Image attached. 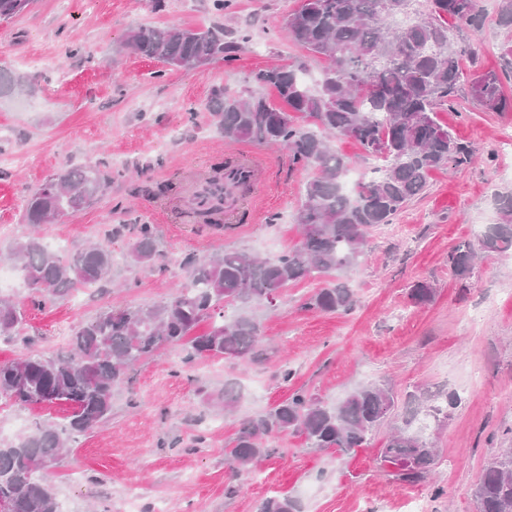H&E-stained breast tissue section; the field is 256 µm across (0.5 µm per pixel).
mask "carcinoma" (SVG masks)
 <instances>
[{
	"mask_svg": "<svg viewBox=\"0 0 512 512\" xmlns=\"http://www.w3.org/2000/svg\"><path fill=\"white\" fill-rule=\"evenodd\" d=\"M413 0H300L285 21L290 40L326 61L321 79L309 85L303 69L263 70L252 76L258 86H274L289 110L265 96L212 89L204 108L224 139L256 141L288 148L296 163L316 170L305 186L295 221L299 244L274 258L246 250H226L184 263L183 283L165 300L109 310L72 329L69 352L56 357L26 354L0 363V399L21 405L66 404L72 412L62 423L37 422L30 433L0 442V506L4 512H60L55 487L42 475L56 465L69 444L108 419L112 397L129 372L160 348H180L186 361L221 357L247 363L261 351L262 330L256 310L268 307L293 283L324 280L303 308L348 314L354 309L351 288L327 276L355 265L372 230L392 223L398 213L421 196L431 173L450 162L472 159V150L436 119L439 106L450 102L464 81L458 48L448 37L449 17L482 27L479 0H426L424 10L409 12ZM31 0H0V21L22 15ZM123 48L174 69H196L222 59L234 60L238 45L226 40L224 28H182L168 32L139 26L129 29ZM25 81L0 70V95L21 93ZM473 100L487 112H511L512 97L496 76L469 82ZM307 114L322 133L298 124L293 113ZM349 136L380 161L377 174L351 192L342 186L350 161L329 144L331 135ZM224 166L214 170L198 195L207 213L213 199L224 201ZM112 184V172L97 165L72 167L46 179L26 199L24 220L43 224L77 214L97 201ZM501 221L489 225L476 243H463L448 254L460 280L468 278L478 253H512V195L499 198ZM161 253L153 226L136 225L129 250L135 266L156 264ZM29 289L27 304L54 303L79 288H93L112 268L109 242L96 241L61 253L30 236L10 252ZM434 297V288L419 281L409 289L415 305ZM235 306L226 316V306ZM211 320L209 331L193 335ZM22 307L0 298V339L31 343L22 334ZM240 393L232 386L211 396L218 409H233ZM459 397L440 401L425 397L411 417L393 428L381 450L397 468L399 480L424 481L433 468L436 448L412 428L420 415L438 418ZM392 392L376 385L357 387L332 405L299 388L270 409L243 419L224 454L236 476L248 475L271 449L268 442L287 433L304 436L311 448L353 453L394 411ZM477 512H512V448L503 449L484 468L474 490ZM257 512H302L297 500L269 496Z\"/></svg>",
	"mask_w": 512,
	"mask_h": 512,
	"instance_id": "cac0c4a2",
	"label": "carcinoma"
}]
</instances>
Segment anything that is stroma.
Returning a JSON list of instances; mask_svg holds the SVG:
<instances>
[{"mask_svg": "<svg viewBox=\"0 0 512 512\" xmlns=\"http://www.w3.org/2000/svg\"><path fill=\"white\" fill-rule=\"evenodd\" d=\"M480 30L449 20L463 55L466 76L496 73L512 95V64L502 55L507 32L498 23V0H480ZM299 0H234L215 13L211 0H32L21 16L0 23V68L30 79L32 94L0 97V262L29 231L21 207L29 194L60 170L97 165L112 171V184L92 208L41 225L44 243L72 249L120 228L112 239V272L101 287L45 308H28L24 333L31 346L0 341V362L27 352L69 349L70 329L100 312L168 298L181 283L180 264L227 249L272 258L299 241L295 214L312 169L294 163L287 148L225 141L209 113L198 106L218 85L249 88L253 72L305 66L319 75L325 62L288 39L285 20ZM221 24L231 40L248 33L233 63L215 61L193 71L122 50L130 28L158 29ZM440 123L467 143L473 159L447 164L430 176L428 193L409 204L393 223L369 236L345 279L355 294L349 314L303 309L316 282L289 286L275 306L259 309L263 360L237 363L166 349L134 367L130 384L115 392L112 415L73 444L48 471L61 512H122L125 487L142 486L146 499L164 497L168 512H257L275 494L296 498L303 512H400L414 493L429 512H476L474 489L486 463L512 447V256H485L466 280H458L448 255L474 241L477 230L499 223V196L512 194V153L499 141L512 132V112H486L467 89L437 112ZM245 150L263 164L258 183L234 210L242 225L214 237L209 221H188L183 207L188 173L213 169L226 155ZM135 224L153 225L167 272L128 261ZM429 282L435 294L412 304L409 287ZM295 373L292 386L280 379ZM233 383L243 399L218 413L210 397ZM389 388L396 414L410 396L456 393L460 404L447 417L428 419L424 435L439 450L428 483L398 481L381 450L380 428L355 453L336 457L307 447L289 433L272 440L274 454L258 464L235 495L224 448L244 417L304 388L334 402L355 387ZM65 405L20 406L0 400V425L11 438L33 423L60 421ZM442 487L433 497L434 487Z\"/></svg>", "mask_w": 512, "mask_h": 512, "instance_id": "stroma-1", "label": "stroma"}]
</instances>
